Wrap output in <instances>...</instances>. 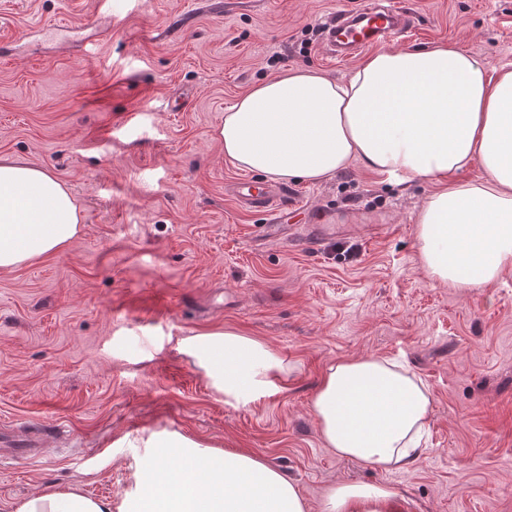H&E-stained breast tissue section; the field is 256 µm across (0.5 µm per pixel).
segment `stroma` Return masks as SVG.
<instances>
[{
	"label": "stroma",
	"mask_w": 512,
	"mask_h": 512,
	"mask_svg": "<svg viewBox=\"0 0 512 512\" xmlns=\"http://www.w3.org/2000/svg\"><path fill=\"white\" fill-rule=\"evenodd\" d=\"M365 2L0 0V158L53 172L81 214L71 246L0 271V439L41 447L0 467V512L71 487L124 512L164 431L262 457L308 512L341 483L389 485L402 512H512V271L430 284L416 216L435 181L356 164L286 181L297 205L273 237L224 193L245 174L214 137L225 110L291 69L348 78L374 47L338 61L323 32ZM394 2L413 23L399 49L512 64V0ZM302 224L340 232L311 250ZM227 327L291 365L284 391L225 404L180 342ZM368 354L404 359L432 395L427 451L405 472L336 457L310 410L331 362Z\"/></svg>",
	"instance_id": "stroma-1"
}]
</instances>
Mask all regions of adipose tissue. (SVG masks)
Instances as JSON below:
<instances>
[{
  "instance_id": "1",
  "label": "adipose tissue",
  "mask_w": 512,
  "mask_h": 512,
  "mask_svg": "<svg viewBox=\"0 0 512 512\" xmlns=\"http://www.w3.org/2000/svg\"><path fill=\"white\" fill-rule=\"evenodd\" d=\"M215 138L237 165L278 180L318 182L354 163L398 182L436 179L416 218L430 279L481 288L512 269V66L442 43L378 51L344 81L291 69L243 94ZM474 164L480 180L452 181ZM79 224L75 198L48 170L0 160L1 271L70 246ZM184 347L232 406L279 392L290 372L268 345L233 329L196 334ZM430 404L400 360L368 355L332 362L310 408L337 457L391 472L423 454ZM147 446L125 512H307L297 486L251 453L177 432ZM396 502L387 485L337 484L320 512H397ZM14 512H112V504L57 490Z\"/></svg>"
}]
</instances>
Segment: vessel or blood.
I'll return each mask as SVG.
<instances>
[{"label": "vessel or blood", "mask_w": 512, "mask_h": 512, "mask_svg": "<svg viewBox=\"0 0 512 512\" xmlns=\"http://www.w3.org/2000/svg\"><path fill=\"white\" fill-rule=\"evenodd\" d=\"M409 31L410 25L398 9L383 5L381 0H369L363 9L336 13L325 30L326 46L330 57L344 59L382 39L404 36ZM233 191L250 207L265 210L274 218L288 196L287 190L281 187L257 189L247 177L239 178Z\"/></svg>", "instance_id": "obj_1"}]
</instances>
